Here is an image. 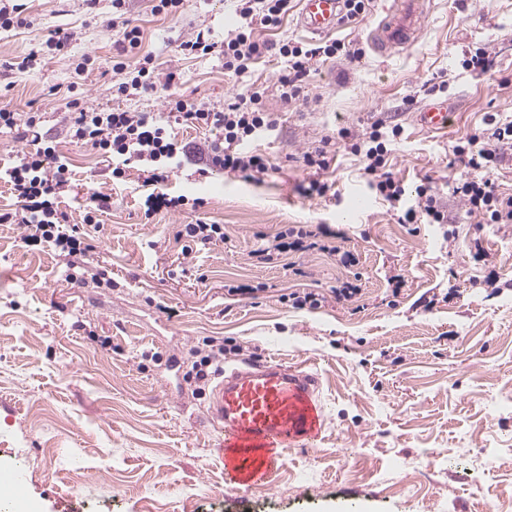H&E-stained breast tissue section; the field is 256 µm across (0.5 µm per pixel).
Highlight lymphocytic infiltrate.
Instances as JSON below:
<instances>
[{"instance_id": "lymphocytic-infiltrate-1", "label": "lymphocytic infiltrate", "mask_w": 512, "mask_h": 512, "mask_svg": "<svg viewBox=\"0 0 512 512\" xmlns=\"http://www.w3.org/2000/svg\"><path fill=\"white\" fill-rule=\"evenodd\" d=\"M295 0H237L239 24L228 30L223 47H215L204 33L181 41L182 55L206 56L214 49L224 54V69L241 74L251 62L277 55L288 62V71L279 77L284 101L299 99L302 83L320 58L337 55L349 60L361 57V49H352L341 40L320 46L290 45L264 38L267 30L277 29L293 9ZM264 93L253 88L235 96L224 110H214L207 103L181 95H169L166 117H154L147 112L123 109L98 111L74 102L68 117V137L71 143L88 145L102 155L115 158L112 176L124 178L126 167L138 162L144 184L158 186L167 182L173 169L172 162L184 149L172 133V123H185L205 130H218L206 150L196 156V163L216 170L241 174L256 179L267 173L268 165L262 155L247 149L246 144L262 131L276 127L273 113L263 107ZM42 119L38 112H20L0 108V131H23L30 134L34 147L23 153L17 165L7 169L6 181L21 203L19 210L0 213L1 224L20 225L26 245L49 243L58 249L68 269H87L86 258L92 246L86 238L66 233L67 221L59 208L60 197L70 188L69 163L55 146L44 144L36 128ZM399 127L383 133L381 123H373L362 141L353 143L351 151L359 156L364 170L372 175L380 195L389 203L401 201L405 189L386 169L388 136H399ZM512 140V121L496 122L488 118L481 133L468 138L466 145L453 149L460 164L468 169L467 177L455 181L452 192L462 198L470 212L485 215L490 224H512V194L501 192L487 177L486 171L499 159V146ZM320 229L305 226L297 232L282 231L266 244L253 250L257 261L268 263L275 256L288 251H307L318 246Z\"/></svg>"}]
</instances>
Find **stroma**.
<instances>
[{"mask_svg":"<svg viewBox=\"0 0 512 512\" xmlns=\"http://www.w3.org/2000/svg\"><path fill=\"white\" fill-rule=\"evenodd\" d=\"M17 2L26 25L0 29V107L42 113L41 134L70 162L65 228L87 234L106 275L68 281L54 247L26 245L18 225L0 223V471H17L24 494L13 506L0 494V512H512V226L483 223L452 194L463 171L454 146L486 116L512 121V0H431L416 41L388 57L370 39L394 0H371L363 19L333 33L361 58L320 63L289 103L277 90L280 56L235 76L221 53L179 54L201 31L223 42L235 0H183L170 17L152 15L150 0H125L142 54L159 74H177L128 97L112 72V0L92 9ZM53 34L62 51L47 48ZM481 50L494 60L484 75L463 66ZM32 52L41 63L16 70ZM254 85L278 115L248 144L268 174L203 175L182 163L162 187L183 197L175 210L146 214L152 189L137 169L113 179L110 159L63 131L77 98L97 110L162 112L175 93L220 109ZM439 102L447 130L418 125L417 112ZM378 120L403 128L389 144V170L406 190L397 209L339 135ZM325 138L336 163L322 176L326 195L311 198L303 157ZM429 180L447 223H399ZM92 190L112 198L96 228L83 221ZM200 220L223 225L224 242L184 257L175 233ZM306 224L328 225L324 249L269 264L252 257L263 240ZM344 252L352 264L341 263ZM347 281L359 294L336 299ZM229 285L247 292L227 295ZM291 292L325 301L296 308L280 300ZM206 336L243 346L226 365L270 359L320 378L321 442L284 449L266 485L226 481L209 395L183 378Z\"/></svg>","mask_w":512,"mask_h":512,"instance_id":"stroma-1","label":"stroma"}]
</instances>
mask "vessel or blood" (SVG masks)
<instances>
[{"label":"vessel or blood","mask_w":512,"mask_h":512,"mask_svg":"<svg viewBox=\"0 0 512 512\" xmlns=\"http://www.w3.org/2000/svg\"><path fill=\"white\" fill-rule=\"evenodd\" d=\"M301 26L312 33L334 29L340 0H301ZM426 14L424 0H397L372 33L381 54L409 47ZM209 396L207 421L220 432L228 481L264 484L285 448L313 447L326 419L315 373L269 360L219 370Z\"/></svg>","instance_id":"1"}]
</instances>
